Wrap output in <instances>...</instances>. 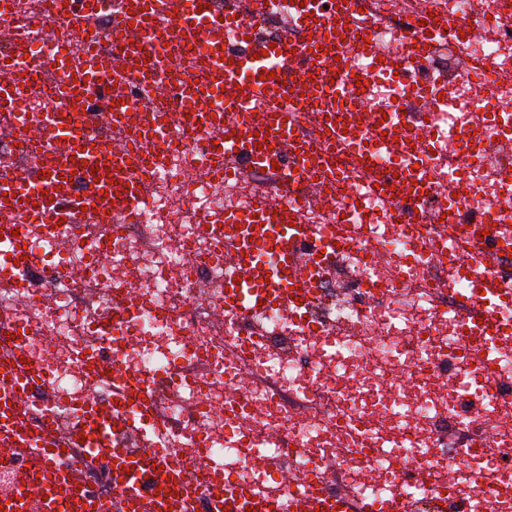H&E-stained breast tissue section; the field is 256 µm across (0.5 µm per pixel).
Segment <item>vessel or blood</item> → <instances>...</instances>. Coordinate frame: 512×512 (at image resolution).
<instances>
[{
	"label": "vessel or blood",
	"mask_w": 512,
	"mask_h": 512,
	"mask_svg": "<svg viewBox=\"0 0 512 512\" xmlns=\"http://www.w3.org/2000/svg\"><path fill=\"white\" fill-rule=\"evenodd\" d=\"M358 0H344L335 19H328L318 0H269L240 17L236 12L215 8L210 0H183L179 12H172L170 0H91L90 12H110L111 36L124 48L121 60L105 56L96 42H89L84 58L71 70L77 79L96 78L110 70L112 82L143 84L148 95L160 93L161 84L152 70L143 67L140 58L161 43L177 49H196L186 78L185 103L192 118L207 128L214 138L212 154L198 170L210 180L221 182L240 177L224 159L239 154L252 168L271 166L282 158H292L296 178L308 179L335 190L341 177L326 164L323 155L305 140L294 106L305 90L291 68L294 60H303L309 70L333 63L335 57L355 53L377 67L372 44L358 38L347 17ZM276 7L285 19L286 34L269 39L257 32L267 21L269 7ZM43 25L61 37H78L83 26L65 12L60 0H44L40 13ZM232 29L243 41V51L224 61V32ZM419 30L410 31L404 40L405 53L388 59V67L409 69L422 60ZM30 87L24 73L0 57V126L15 134H29L32 142L29 164L15 168L0 164V238L12 246V262L31 267L39 257L29 243L32 238H50L59 228L75 229L81 213L91 215L94 223L115 229L126 222L143 204L141 174L160 159L155 146L167 142L178 125L177 114L150 116L136 128H127L123 116L126 102L101 109L100 119L117 137L103 139L85 132L83 126L63 124L46 118L35 128L16 109L17 102ZM323 101L315 112L316 125L328 133H339L342 141L362 158L375 151L403 154L413 148L414 135L409 127L382 131L372 123V138L355 133V125L342 118L343 102L354 93L346 83L322 87ZM223 97L221 112H212L210 101ZM264 102L267 123L264 135H257L249 120L256 102ZM68 142L74 155V171L91 187L87 196L70 195L69 176L53 167L51 156L61 142ZM254 204L242 210L227 206L218 219L204 225L206 235L224 249L228 272L224 278V306L221 315L256 318L264 310L278 308L294 313L299 305H311L317 298L314 277L322 269L323 258L301 263L295 244L311 234L300 220L296 206L259 193ZM484 295L473 298L471 310L479 317L489 312V299L500 294L512 296V289L500 291L493 275L482 281ZM27 353L26 338L16 337L9 357L0 359V447L31 450L33 461L18 471L12 496L0 495L7 512H198L199 503H207L208 512H344L350 493H326L318 484L298 473L280 475L276 488L260 494L242 478L227 477L207 458H198L195 466L207 472L208 482H190L185 478L186 464L170 449L160 447L158 436L163 424L155 418L154 393L147 380L121 368L118 361H100L109 369L112 394L101 399L88 392L78 401L80 428L47 440L52 423L43 413L38 424L18 423L17 418L29 406L30 389L37 375L21 358ZM117 432L138 435L145 453L133 456L118 447ZM101 462L114 479L113 496L104 500L87 496L72 483L77 461Z\"/></svg>",
	"instance_id": "b4317fda"
}]
</instances>
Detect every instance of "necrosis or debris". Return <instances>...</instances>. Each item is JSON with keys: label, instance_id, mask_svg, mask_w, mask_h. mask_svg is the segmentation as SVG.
<instances>
[{"label": "necrosis or debris", "instance_id": "obj_1", "mask_svg": "<svg viewBox=\"0 0 512 512\" xmlns=\"http://www.w3.org/2000/svg\"><path fill=\"white\" fill-rule=\"evenodd\" d=\"M365 6L371 41L387 57L401 51L415 11L448 25L446 37L430 35L412 76L368 70L355 54L341 74L364 75V111L407 115L423 144L413 162L425 192L414 223H394L395 191L374 186L402 158L379 153L366 162L341 148L335 161L347 193L315 182L279 185L282 200L301 204L302 223L331 224L344 237L317 281L322 301L306 317L265 312L268 342L256 354L244 351L246 324L211 321L224 298V267L211 259L200 224L226 203L248 207L253 185L238 179L219 188L189 178L209 143L202 130L175 132L149 174L145 206L112 235L104 267L95 264L98 232L82 244L65 233L37 241L43 265L80 273L84 284L11 271L28 289L0 288V316L31 331L30 358L49 379L57 433L79 419L74 398L96 387L83 359L96 350L139 375L170 374L156 393L158 411L168 423L167 448L191 466L205 456L261 487L278 468L311 479L329 468L337 485L371 501L402 496L409 512H512V355L481 365L468 386L448 382L462 352L486 334L483 325L462 322L455 299L470 298L490 270L512 284V262L486 264L512 218V0ZM9 15L0 53L10 52L14 28H25L34 50L25 65L42 84L25 98L24 112L34 123L50 109L65 117L70 107L42 70L61 47L32 0H11ZM445 206L453 211L447 224L440 221ZM470 224L489 225L482 245L461 234ZM131 280L150 305L131 315L129 335H98ZM448 288L454 301L445 299ZM240 352L245 362L235 361ZM243 365L253 379L239 402L229 389ZM488 439L496 454L483 453ZM462 456L467 476L449 480V466ZM259 457L272 469L256 467Z\"/></svg>", "mask_w": 512, "mask_h": 512}]
</instances>
